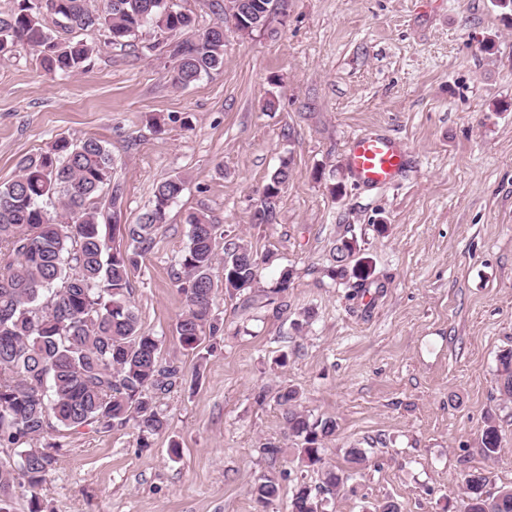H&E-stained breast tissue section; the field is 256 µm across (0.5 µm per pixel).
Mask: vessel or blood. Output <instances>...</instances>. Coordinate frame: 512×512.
Segmentation results:
<instances>
[{"label": "vessel or blood", "mask_w": 512, "mask_h": 512, "mask_svg": "<svg viewBox=\"0 0 512 512\" xmlns=\"http://www.w3.org/2000/svg\"><path fill=\"white\" fill-rule=\"evenodd\" d=\"M406 162L402 143L383 133L359 135L349 144V169L357 183L365 187L392 184L403 172Z\"/></svg>", "instance_id": "b4317fda"}]
</instances>
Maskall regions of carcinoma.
I'll return each instance as SVG.
<instances>
[{
	"label": "carcinoma",
	"mask_w": 512,
	"mask_h": 512,
	"mask_svg": "<svg viewBox=\"0 0 512 512\" xmlns=\"http://www.w3.org/2000/svg\"><path fill=\"white\" fill-rule=\"evenodd\" d=\"M272 0H225L226 27L246 5L263 14ZM67 32L103 29L109 43L128 44L149 25L173 37L167 53L177 61L174 85L187 87L203 73L224 68V38L208 27L195 32L193 14L167 10L166 0H17L0 16V58H8L21 42L37 54L48 73L82 71L95 52L83 40H62L47 26L46 17ZM112 151L95 137L55 141L36 161H21L19 175L0 185V512H12L17 479L28 488L41 487L56 463L58 442L38 443L53 431L91 426L105 431L129 424L138 430L140 447L166 430L159 395L182 377L179 366L161 357V340L139 323L130 299V273L137 256L150 247L153 234L165 223L168 209L181 197L185 178L169 176L156 184L151 206L134 224H119L123 190L112 181ZM285 158L263 187L269 198L252 214L254 224H270L277 200L291 177ZM189 243L180 258L178 281L186 310L176 322V335L186 350L224 335V321L213 312L219 283L213 269L222 263L224 289L252 287L259 259L243 238L224 240L218 257L219 227L203 213L188 215ZM137 244L128 252L109 247L103 228ZM330 278L353 288L372 284L369 261L349 263L353 247L339 239ZM293 269L285 267L270 287L273 294L290 288ZM499 390L512 396V351L500 355ZM299 392L284 388L277 402L286 409L289 433L297 439L301 466L317 472L319 494H337L347 481L344 472L324 465V440L336 432L331 418H310L299 410ZM498 426L490 421L481 435L488 458L501 451ZM487 477L465 475V512H512V487L489 495ZM280 493L279 483L263 477L252 495L267 504ZM291 512H323V499L307 481L296 484Z\"/></svg>",
	"instance_id": "carcinoma-1"
}]
</instances>
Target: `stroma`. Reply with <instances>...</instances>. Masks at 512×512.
I'll list each match as a JSON object with an SVG mask.
<instances>
[{"mask_svg": "<svg viewBox=\"0 0 512 512\" xmlns=\"http://www.w3.org/2000/svg\"><path fill=\"white\" fill-rule=\"evenodd\" d=\"M83 38L96 52L81 73L47 74L20 44L0 61V185L61 137L107 143L125 224L160 180L184 177L130 276L142 329L184 380L161 395L168 427L150 447L130 425L54 434L57 463L35 493L47 512H290L298 479H319L291 452L283 387L337 422L322 457L348 480L325 512L386 500L464 512L474 470L490 491L512 486V401L498 390V358L512 349V22L491 0H288L267 29L228 34L223 70L185 88L175 60L149 52L165 39L153 27L131 47L101 30ZM372 131L409 152L380 188L347 166L351 139ZM286 157L275 221L252 223ZM200 211L268 259L254 288L217 293L224 337L205 353L175 332L186 307L177 260ZM351 235L372 264L365 289L327 275ZM286 266L290 288L268 295ZM489 418L502 446L492 460L480 448ZM270 442L277 458L263 452ZM352 448L362 465L348 462ZM264 475L281 493L263 506L251 490Z\"/></svg>", "mask_w": 512, "mask_h": 512, "instance_id": "35a3bbf8", "label": "stroma"}]
</instances>
